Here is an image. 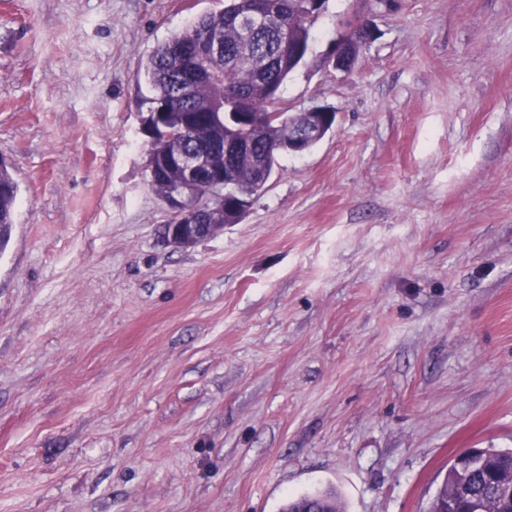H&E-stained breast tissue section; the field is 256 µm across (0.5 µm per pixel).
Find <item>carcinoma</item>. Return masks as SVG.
Instances as JSON below:
<instances>
[{"mask_svg":"<svg viewBox=\"0 0 512 512\" xmlns=\"http://www.w3.org/2000/svg\"><path fill=\"white\" fill-rule=\"evenodd\" d=\"M250 0H224V8L206 13L174 34L147 57L145 74L151 85L148 111L160 106L180 114L191 112L194 122L182 135L186 147L221 140L237 134L248 136L252 152L267 159L266 178H271L279 157L288 152V113L282 88L301 59L311 50V28L318 15L308 0H274L267 15L268 28L251 38L245 36L238 18L247 13ZM203 42L224 47L219 58L202 57L197 66L215 78L191 80L186 75L185 55ZM182 173L161 169L149 181L161 197L182 181ZM263 190L259 178L240 167L232 185L224 186L229 202L251 205ZM19 185L8 167L0 168V249L10 239L15 223ZM483 466L469 468L454 458L430 512H471L478 501L480 512H504L506 504L488 492L496 482L512 483V449L477 448ZM325 497L333 512H345L333 489L290 498L282 512H298L309 497Z\"/></svg>","mask_w":512,"mask_h":512,"instance_id":"1","label":"carcinoma"}]
</instances>
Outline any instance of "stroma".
<instances>
[{
	"label": "stroma",
	"instance_id": "stroma-1",
	"mask_svg": "<svg viewBox=\"0 0 512 512\" xmlns=\"http://www.w3.org/2000/svg\"><path fill=\"white\" fill-rule=\"evenodd\" d=\"M221 6L0 0V512H428L512 448V0H327L283 97L333 131L180 250L144 63ZM363 43H365L363 32L361 28H357L350 34V42L348 45V49L354 55V62L356 60L359 46ZM348 49L346 45L339 44V47L333 56L334 66L337 70L349 71L353 65ZM8 165L0 157V167ZM19 185L10 167L0 168V249L7 244L11 235L12 224H15V214ZM309 497H325L327 499H330L332 502V506H331L332 511L345 512L344 505L341 502L338 494L336 493V491L334 489H325V490H320V491H316V492H312V493H306V494L300 495L298 497L289 498L288 501L283 505L282 512H286L287 510H288V512H290L292 510L300 511L302 504ZM312 501H316L317 504H312L311 510L300 511V512H331V511H326L327 506H326V503H324L323 501H321V500H312Z\"/></svg>",
	"mask_w": 512,
	"mask_h": 512
}]
</instances>
